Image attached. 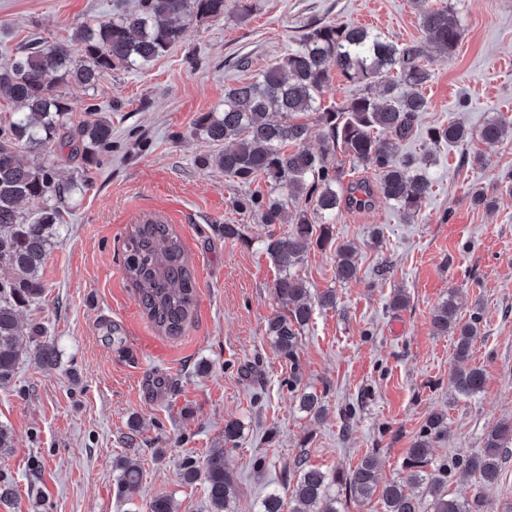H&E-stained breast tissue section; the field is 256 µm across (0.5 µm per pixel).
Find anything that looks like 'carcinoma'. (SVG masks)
Returning <instances> with one entry per match:
<instances>
[{"label":"carcinoma","instance_id":"carcinoma-1","mask_svg":"<svg viewBox=\"0 0 512 512\" xmlns=\"http://www.w3.org/2000/svg\"><path fill=\"white\" fill-rule=\"evenodd\" d=\"M224 15V0H138L129 13L85 27L77 32L82 56L75 58L65 43L35 42L20 51L0 71V94L16 103L12 121L0 127V268L9 276L0 279V385L11 381L23 336L38 343L39 361L55 362L54 350L38 341L41 327L19 322L20 308L38 301L43 293L40 269L47 248L60 225L54 199L68 197L75 185L57 181L50 162H25L20 150L45 151L55 144L69 148L68 156L87 166L98 162L112 146V126L101 118L86 121L76 130L67 126L71 106L68 90H88L104 74L118 69L141 70L167 53L182 37L189 21ZM424 39L398 46L365 28L336 23L312 29L301 49L288 54L264 71L257 80L224 92L220 111L207 112L197 126L212 142L231 146L204 166L216 164L224 175L242 183L263 176L274 188L294 198H304L312 209H301L291 218L288 230L267 233L264 248L278 271L273 284L280 310L267 322L276 353L298 367L301 331L312 318L310 289L299 277L297 267L309 246L325 244L329 238L327 219L345 206H364L374 195L393 203L409 217L420 212L432 183L417 159L396 157V141L413 135L428 102L419 88L430 78L426 68V45L432 44L451 55L459 45L462 30L451 7L426 8L422 14ZM356 84L353 98L324 108L322 95L328 90L331 71ZM396 73L381 82L386 73ZM311 114L319 126L320 148L311 151L304 143L309 126L299 116ZM508 118H490L474 134L459 123L433 125L426 131L428 144L468 141L477 136L492 143L500 139ZM343 154L359 166L374 171L376 184L362 181L342 187ZM42 203L37 218L30 222L21 204ZM238 207L259 213L262 223H283V201L253 193L238 201ZM353 249H337L335 277L340 282L356 278ZM125 274L135 287L148 319L166 336L182 333L195 304V284L187 267L181 241L167 224L146 220L131 228L125 243ZM461 290L453 289L448 299L433 312L431 323L439 336H457L452 353L457 391L479 393L485 373L479 367L464 368L472 358L479 336V316L462 322ZM298 408L319 419L325 413L322 398L303 391L296 396ZM445 415L428 416L421 433L409 448L406 461L408 481L424 486L430 512H484L481 498L458 500L448 495V475L462 471L492 486L501 467L512 455V420L498 423L484 438L483 448L470 456L454 458L431 471L427 448L443 432ZM377 451L364 455L358 465L343 474H331L299 460L298 478L289 499L269 493L259 512H342L343 503L333 487L345 490L354 502H365L380 493L383 512H421L419 498L406 493L399 481L377 489ZM203 477L213 512H233L236 480L224 462L209 459L204 472L188 468L187 483ZM140 481V469L121 467L118 487L126 489ZM296 506L285 508V502Z\"/></svg>","mask_w":512,"mask_h":512}]
</instances>
